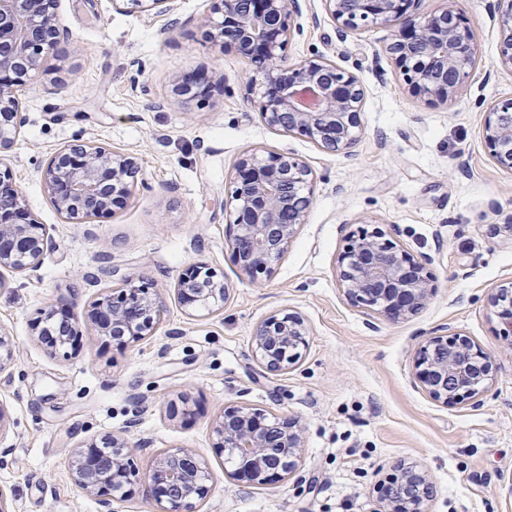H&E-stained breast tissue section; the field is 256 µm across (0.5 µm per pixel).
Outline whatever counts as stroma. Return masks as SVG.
Instances as JSON below:
<instances>
[{"label": "stroma", "instance_id": "obj_1", "mask_svg": "<svg viewBox=\"0 0 512 512\" xmlns=\"http://www.w3.org/2000/svg\"><path fill=\"white\" fill-rule=\"evenodd\" d=\"M170 5L160 14L128 0H57L71 36L22 89L26 123L0 157L49 244L37 268L0 270V337L13 351L0 370V490L12 512H158L138 489L107 506L75 487L73 449L112 436L133 448L140 476L169 450L202 457L212 490L194 512H381L374 487L400 460L428 472L429 512H512V342L487 301L512 281V171L495 164L483 128L486 109L512 99L496 0L424 4L452 6L475 33V64L445 104L412 93L385 51L387 27L343 37L324 0L291 6L286 61L332 63L364 89V134L348 157L265 123L254 64L203 35L211 0ZM200 72L220 86L171 101L173 84ZM67 145L137 158L143 182L126 206L65 222L43 170ZM254 149L299 158L314 183L305 224L252 281L227 245V200L237 161ZM366 223L429 257L435 292L416 315L392 321L346 299L338 260ZM194 266L228 285L223 304L180 303L177 280ZM125 276L150 282L164 308L149 336L123 346L99 335L89 311ZM50 306L71 308L76 345L39 339ZM279 312L300 314L310 334L300 360L270 375L251 336ZM444 329L497 365L472 402L438 403L416 378L417 350ZM238 406L298 420L305 447L293 472L265 485L233 477L213 425Z\"/></svg>", "mask_w": 512, "mask_h": 512}]
</instances>
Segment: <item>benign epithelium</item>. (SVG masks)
Here are the masks:
<instances>
[{
  "instance_id": "benign-epithelium-1",
  "label": "benign epithelium",
  "mask_w": 512,
  "mask_h": 512,
  "mask_svg": "<svg viewBox=\"0 0 512 512\" xmlns=\"http://www.w3.org/2000/svg\"><path fill=\"white\" fill-rule=\"evenodd\" d=\"M56 2L0 0V156L24 126L18 89L40 68L44 56L70 37L58 24ZM325 2L343 36L371 25L392 30L387 51L414 94L442 102L456 96L475 52L471 26L457 12L446 7L424 11L419 8L423 0ZM496 2L503 35L499 63L512 69V0ZM290 5L289 0H213L219 19L206 20L207 38L247 55L263 74L260 112L268 126L305 135L327 151L348 156L363 133L364 90L355 76L329 63L282 64L284 17ZM201 93L203 89L186 81L171 89L182 104ZM484 133L495 162L511 170V99L486 110ZM139 172L130 156L99 147H70L49 160L44 183L56 211L68 222L82 224L123 207ZM312 180L308 165L285 153L251 152L239 159L228 200L232 220L227 242L244 275L269 273L284 256L305 223ZM47 248L22 196L0 174V268L33 269ZM338 278L352 305L389 319L417 314L434 292L423 260L379 227L350 240L339 258ZM176 290L185 307L201 310L224 302L228 285L209 271L192 269L178 279ZM489 304L506 320L511 336L512 283L494 289ZM162 310L158 294L124 277L118 294L93 303L91 319L100 335L129 344L152 332ZM308 334L302 316L273 314L253 329V357L265 371L280 372L300 358ZM416 366L426 392L446 405L485 392L497 373L492 358L459 333L429 337ZM213 433L214 448L248 484H266L292 471L304 448L297 421L251 407L224 412ZM104 445L111 451L98 452L96 443L75 450L71 476L83 493L110 501L132 493L130 451L116 438ZM396 469L397 477L381 492L385 512H426L428 474L414 463L399 462ZM143 487L158 512H192L210 492V473L203 459L179 448L153 461Z\"/></svg>"
}]
</instances>
